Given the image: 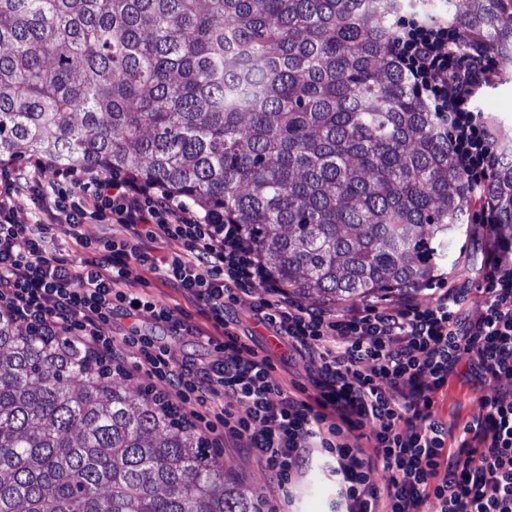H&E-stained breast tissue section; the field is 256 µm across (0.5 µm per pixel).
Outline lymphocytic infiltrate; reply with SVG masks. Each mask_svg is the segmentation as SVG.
Instances as JSON below:
<instances>
[{
    "instance_id": "1",
    "label": "lymphocytic infiltrate",
    "mask_w": 512,
    "mask_h": 512,
    "mask_svg": "<svg viewBox=\"0 0 512 512\" xmlns=\"http://www.w3.org/2000/svg\"><path fill=\"white\" fill-rule=\"evenodd\" d=\"M392 54L413 93L439 115L454 168L473 193L492 177L495 135L474 107L496 76L477 41L411 11L396 23ZM56 178L43 182L45 169ZM28 218H20V210ZM117 224L112 239L82 235ZM486 258L479 307L438 281L422 304L405 295L387 308L340 314L291 298L261 263L240 226L200 213L167 189L128 173L56 166L36 159L0 168V312L79 345L86 355L129 365L148 387L186 410L215 447L237 441L290 498L301 463L335 476L336 512H512V389L484 402L456 448L433 408L460 363L475 378L512 380V234L483 218ZM82 253H61L59 235ZM181 248L159 258L151 245ZM186 295L211 324L197 332L143 291L141 270ZM256 296L255 318L309 360L311 392L286 389L269 356L242 342L229 309ZM144 318L175 335L200 336L217 361H175L157 338L130 329L102 334L116 315ZM389 471L386 484L371 474Z\"/></svg>"
}]
</instances>
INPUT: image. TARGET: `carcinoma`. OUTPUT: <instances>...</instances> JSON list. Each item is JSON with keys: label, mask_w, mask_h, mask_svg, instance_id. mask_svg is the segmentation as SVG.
Segmentation results:
<instances>
[{"label": "carcinoma", "mask_w": 512, "mask_h": 512, "mask_svg": "<svg viewBox=\"0 0 512 512\" xmlns=\"http://www.w3.org/2000/svg\"><path fill=\"white\" fill-rule=\"evenodd\" d=\"M465 34L512 63V0ZM399 0H0V157L129 172L238 224L302 296L429 285L469 223L391 51ZM484 188L512 230V145ZM0 512H261L145 390L0 317Z\"/></svg>", "instance_id": "carcinoma-1"}]
</instances>
